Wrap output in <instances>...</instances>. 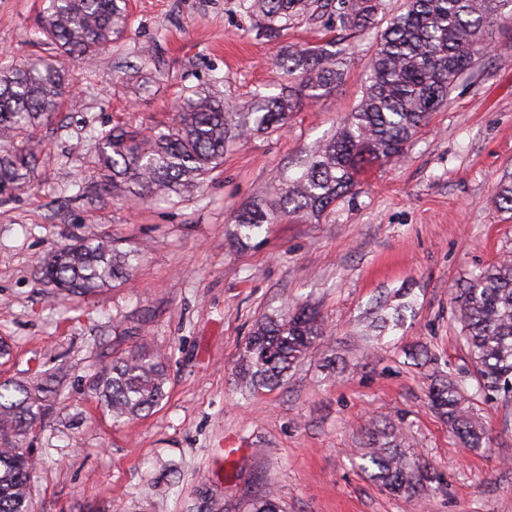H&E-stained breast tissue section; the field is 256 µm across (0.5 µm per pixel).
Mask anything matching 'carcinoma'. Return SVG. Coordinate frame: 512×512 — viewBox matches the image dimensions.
Listing matches in <instances>:
<instances>
[{
	"label": "carcinoma",
	"mask_w": 512,
	"mask_h": 512,
	"mask_svg": "<svg viewBox=\"0 0 512 512\" xmlns=\"http://www.w3.org/2000/svg\"><path fill=\"white\" fill-rule=\"evenodd\" d=\"M244 15L279 38L296 21L324 14L345 30L374 33L376 46L365 62L367 85L358 107L341 127L292 174H284L260 202L237 210L233 222L249 239L263 225L295 213L322 214L349 194L372 167L401 157L406 145L445 102L477 59L496 25L512 24V0H405L404 12L380 28L384 0H238ZM38 25L53 58L0 66V197L30 182L42 153L39 128L65 104L69 79L64 61L93 59L124 36L128 14L123 0H45ZM336 43L286 47L277 67L288 76L275 96L255 92L231 106L214 93L192 91L175 106L173 125L148 136L115 125L96 136L93 160L98 179L117 195L167 201L198 192L206 176L224 161L229 143L273 134L288 125L302 97L315 98L342 80L347 58ZM512 212V179L493 198ZM134 252L106 238H87L55 249L41 266L44 277L68 295H95L127 278ZM379 301L369 327L378 335L396 329L402 308ZM459 340L474 368L476 392L512 394V256L469 275L454 298ZM322 336L315 310L259 320L242 345L235 365L237 386L249 392L274 388L308 358ZM165 357L136 347L94 375L91 389L112 419L146 416L165 396ZM56 395L53 379L10 380L0 384V512H34L30 478L36 469L27 445L35 423ZM430 408L466 448L490 447V438L469 409L465 385L453 374L437 380ZM401 429L373 434L369 459L383 486L414 493L433 477L414 470L399 449Z\"/></svg>",
	"instance_id": "cac0c4a2"
}]
</instances>
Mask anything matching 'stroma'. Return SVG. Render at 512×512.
Wrapping results in <instances>:
<instances>
[{
	"mask_svg": "<svg viewBox=\"0 0 512 512\" xmlns=\"http://www.w3.org/2000/svg\"><path fill=\"white\" fill-rule=\"evenodd\" d=\"M42 0H0V57H50L36 25ZM130 28L92 62L66 63L78 105L38 136L45 160L0 201V381L63 366L60 395L31 446L37 512H142L147 482L165 512H252L274 492L279 512H512V399L472 400L489 448H461L427 406L436 372L470 367L452 293L512 253V213L491 203L512 175V27L492 31L474 73L408 144L319 217L296 215L238 241L232 213L336 131L364 91L367 36L342 40L349 66L329 93L302 99L286 131L233 143L201 193L169 202L116 197L92 166L94 137L120 123H172L191 90L242 103L279 93L282 48L338 36L303 20L272 39L237 0H126ZM100 235L136 253L101 294L59 298L39 260ZM401 328L365 335L370 310L398 289ZM317 308L323 336L285 384L242 396L232 369L262 315ZM145 344L168 356L166 395L143 419L113 423L89 377ZM427 351L416 362L411 351ZM335 369H327L328 359ZM403 427L407 457L434 480L393 494L365 468L370 434Z\"/></svg>",
	"mask_w": 512,
	"mask_h": 512,
	"instance_id": "1",
	"label": "stroma"
}]
</instances>
